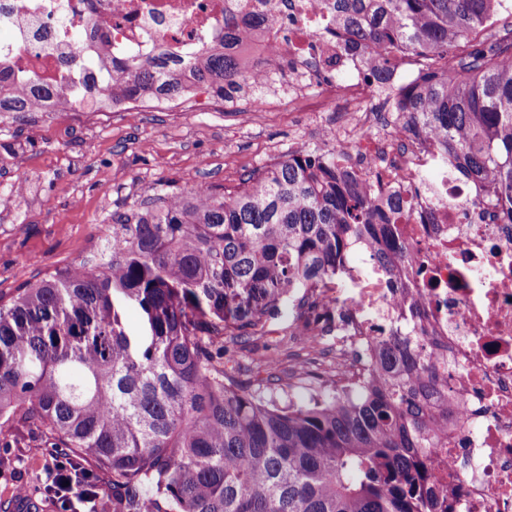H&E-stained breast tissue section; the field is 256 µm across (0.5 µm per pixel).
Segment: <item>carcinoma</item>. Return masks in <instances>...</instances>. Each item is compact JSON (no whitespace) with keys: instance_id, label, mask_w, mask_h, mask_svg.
I'll list each match as a JSON object with an SVG mask.
<instances>
[{"instance_id":"carcinoma-1","label":"carcinoma","mask_w":512,"mask_h":512,"mask_svg":"<svg viewBox=\"0 0 512 512\" xmlns=\"http://www.w3.org/2000/svg\"><path fill=\"white\" fill-rule=\"evenodd\" d=\"M345 49L391 89L401 49L424 61L398 93L405 130L430 140L448 168L512 224V0H319ZM266 19L224 17L249 38ZM230 102L264 92L230 51L194 66ZM97 91L114 98L186 95L171 61H129ZM64 93L9 90V110L34 112ZM344 154L300 148L234 186L167 187L153 208L112 214V253L59 269L0 297V424L46 430L55 451L110 475L83 484L112 512H451L429 488L428 449L448 429V391L418 336L369 337L360 376L299 398L309 360L288 382L276 361L240 378L227 347L264 335L293 290L311 294L350 273L361 249L391 274L413 255L398 237L410 201L379 198ZM140 312L139 328L125 311Z\"/></svg>"}]
</instances>
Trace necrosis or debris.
<instances>
[{
	"label": "necrosis or debris",
	"mask_w": 512,
	"mask_h": 512,
	"mask_svg": "<svg viewBox=\"0 0 512 512\" xmlns=\"http://www.w3.org/2000/svg\"><path fill=\"white\" fill-rule=\"evenodd\" d=\"M266 18L252 40L233 48L249 72L265 83L280 77L279 63L294 69L285 94L253 98L254 112H313L323 141L342 149L366 174L382 172L404 189L437 168L439 181L415 199L400 227L416 265L400 267L408 288L378 278L359 287L360 299L337 300L338 369L351 370L353 339L387 333L426 339L440 355L434 369L458 400L448 435L430 450L433 489L454 512H512V224L500 223L491 205L449 169L431 142L409 139L394 101L381 99L368 70L344 51L328 13L316 0H0V25L12 38L0 42V78L12 86L33 80L63 88L66 104L48 99L40 109L103 119L112 112L136 118L147 106L175 112H209L212 90L191 72L199 58L223 51L224 16ZM163 53L179 60L188 94L171 102L129 98L122 103L88 89L100 86L112 60L147 59ZM350 80H337L342 69ZM419 302H412V294Z\"/></svg>",
	"instance_id": "1"
}]
</instances>
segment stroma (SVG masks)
Returning a JSON list of instances; mask_svg holds the SVG:
<instances>
[{"label": "stroma", "instance_id": "obj_1", "mask_svg": "<svg viewBox=\"0 0 512 512\" xmlns=\"http://www.w3.org/2000/svg\"><path fill=\"white\" fill-rule=\"evenodd\" d=\"M304 122L297 112L253 118L239 98L220 112L187 119L152 110L132 124L118 112L110 122L86 126L40 112L8 113L0 118V294L74 263H98L113 212L151 202L158 184L231 186L265 165L268 147L281 156L304 147L298 136ZM20 171L31 177L24 192L14 187ZM309 322L328 329L313 369L332 378L335 313L292 299L279 304L252 351L233 348L225 358L246 365L272 355L288 370L298 352L288 339L302 337ZM52 455L38 432L18 433L0 447V512H58L45 490ZM21 483L28 487L23 497L15 494Z\"/></svg>", "mask_w": 512, "mask_h": 512}]
</instances>
